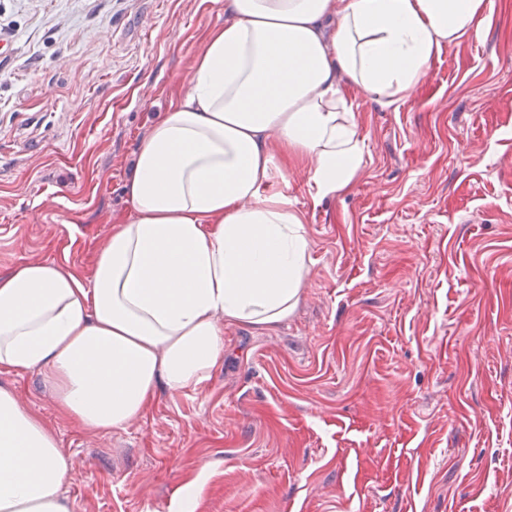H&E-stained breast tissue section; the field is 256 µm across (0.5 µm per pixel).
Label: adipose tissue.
I'll return each instance as SVG.
<instances>
[{"label":"adipose tissue","mask_w":512,"mask_h":512,"mask_svg":"<svg viewBox=\"0 0 512 512\" xmlns=\"http://www.w3.org/2000/svg\"><path fill=\"white\" fill-rule=\"evenodd\" d=\"M493 0H225L190 85L138 144L89 277L27 263L0 275V370L36 373L60 413L123 429L160 392L224 361L222 324L268 330L309 271L303 214L274 174L307 167L321 202L351 188L363 140L350 83L384 110L411 98ZM70 459L45 420L0 388V512H71Z\"/></svg>","instance_id":"ef3b65f1"}]
</instances>
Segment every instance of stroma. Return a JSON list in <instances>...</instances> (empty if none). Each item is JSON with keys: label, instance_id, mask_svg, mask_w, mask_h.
Returning <instances> with one entry per match:
<instances>
[{"label": "stroma", "instance_id": "stroma-1", "mask_svg": "<svg viewBox=\"0 0 512 512\" xmlns=\"http://www.w3.org/2000/svg\"><path fill=\"white\" fill-rule=\"evenodd\" d=\"M224 0H0V274L88 276L135 149L188 88ZM347 191L303 212L299 302L224 329L199 388L86 434L35 373L0 387L55 429L72 512H512V0L379 109Z\"/></svg>", "mask_w": 512, "mask_h": 512}]
</instances>
